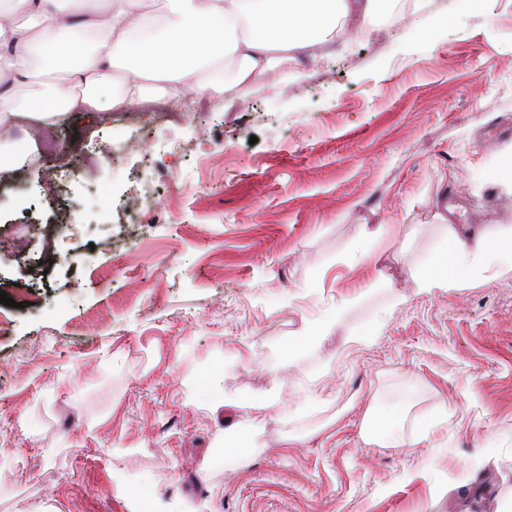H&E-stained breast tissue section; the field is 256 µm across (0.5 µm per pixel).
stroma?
Masks as SVG:
<instances>
[{
	"mask_svg": "<svg viewBox=\"0 0 512 512\" xmlns=\"http://www.w3.org/2000/svg\"><path fill=\"white\" fill-rule=\"evenodd\" d=\"M54 132L25 193L0 195V292L40 298L0 304V512H490L482 488L512 494V275L413 280L443 221L512 225V0H413L232 107L177 125L70 112ZM481 156L498 184L476 187ZM56 165L80 174L52 193ZM134 193L151 210L131 234ZM81 218L97 232L41 234ZM364 224L386 241L340 264ZM378 279L391 288L285 357L308 319ZM379 314L376 339L347 348ZM217 362L219 407L200 384ZM271 391L262 450L209 471L244 419L232 399ZM399 398L404 433L446 423L415 448L367 443L370 402Z\"/></svg>",
	"mask_w": 512,
	"mask_h": 512,
	"instance_id": "35a3bbf8",
	"label": "stroma"
}]
</instances>
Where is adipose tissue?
I'll return each instance as SVG.
<instances>
[{
	"mask_svg": "<svg viewBox=\"0 0 512 512\" xmlns=\"http://www.w3.org/2000/svg\"><path fill=\"white\" fill-rule=\"evenodd\" d=\"M386 0H0V126L19 104L33 107L40 121H56L76 110L102 111L142 100L151 84L180 97L187 89L224 90L225 77L256 82L282 55L306 51L331 39L337 27L359 15L385 14ZM512 274V227L446 225L427 253L415 282L419 290L469 283L485 273ZM353 304L345 299L305 324L295 357L314 349ZM273 395L237 400L248 410L249 428L224 433L226 460L244 467L259 445L257 430L275 406ZM403 411L376 414L373 440L391 446L426 441L439 421H418L404 436Z\"/></svg>",
	"mask_w": 512,
	"mask_h": 512,
	"instance_id": "ef3b65f1",
	"label": "adipose tissue"
}]
</instances>
